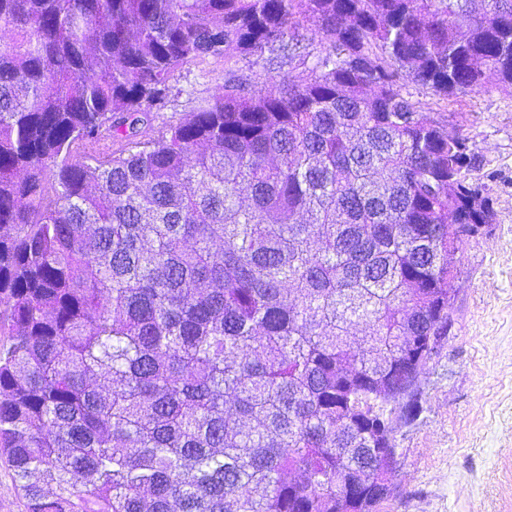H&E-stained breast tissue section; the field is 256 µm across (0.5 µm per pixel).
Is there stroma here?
<instances>
[{
  "label": "stroma",
  "mask_w": 512,
  "mask_h": 512,
  "mask_svg": "<svg viewBox=\"0 0 512 512\" xmlns=\"http://www.w3.org/2000/svg\"><path fill=\"white\" fill-rule=\"evenodd\" d=\"M175 78L153 131L212 99L224 62L191 61ZM412 93L473 145L472 177L489 186L497 219L464 249L451 334L419 378V418L396 430L397 492L378 512H512V95L492 81L448 98Z\"/></svg>",
  "instance_id": "1"
}]
</instances>
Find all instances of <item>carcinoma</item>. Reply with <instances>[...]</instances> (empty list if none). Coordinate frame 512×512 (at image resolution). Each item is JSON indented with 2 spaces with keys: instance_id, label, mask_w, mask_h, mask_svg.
Listing matches in <instances>:
<instances>
[{
  "instance_id": "cac0c4a2",
  "label": "carcinoma",
  "mask_w": 512,
  "mask_h": 512,
  "mask_svg": "<svg viewBox=\"0 0 512 512\" xmlns=\"http://www.w3.org/2000/svg\"><path fill=\"white\" fill-rule=\"evenodd\" d=\"M3 29L0 456L26 512H376L390 404L414 421L453 324L448 223L496 220L408 83L512 93V0H0ZM210 57L189 118L76 156ZM295 61L259 94L238 75Z\"/></svg>"
}]
</instances>
